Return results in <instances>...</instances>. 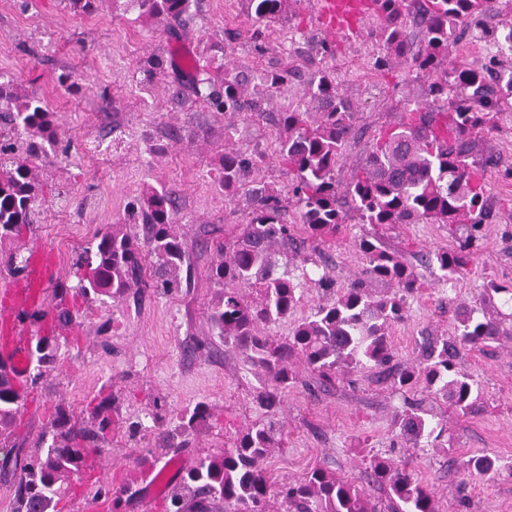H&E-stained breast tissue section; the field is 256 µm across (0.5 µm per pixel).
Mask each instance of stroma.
Here are the masks:
<instances>
[{"instance_id": "1", "label": "stroma", "mask_w": 512, "mask_h": 512, "mask_svg": "<svg viewBox=\"0 0 512 512\" xmlns=\"http://www.w3.org/2000/svg\"><path fill=\"white\" fill-rule=\"evenodd\" d=\"M382 24L370 13L358 31H328L316 0H288L280 19L262 28L245 0H198L192 15L173 29L125 11L120 0H98L90 15L74 13L68 0H0V73L12 78L19 93L44 102L56 132L55 144L30 160L39 201L18 244L27 257L37 247L55 253L58 273L46 303L70 308L77 320L58 335L55 367L32 386L7 446L29 458L50 432L57 406L79 423L90 400L112 399L111 428L74 475L77 496L62 499L58 512H86L103 484L127 487L125 512H135L141 467H161L176 457L192 467L204 453L230 447L259 420L253 393L263 378L216 336L209 320L216 289L208 270L250 222L253 189L274 191L285 220L298 223L294 173L277 154L275 119L290 109L309 111L307 82L314 72L334 73L357 114L355 133L336 166L341 189L377 138L408 120L410 104L447 109V100H431L416 68L382 65ZM508 26L512 0H499L496 11L469 26L451 62L483 65L495 74L512 67V52L496 40ZM152 55L171 62V69L147 75L143 65ZM187 56L209 70L247 76L246 98L258 102V110L217 112L176 94L175 69ZM283 68L293 71V79L268 91L262 74ZM63 73L69 76L64 84L58 81ZM228 127L236 130L229 143ZM484 141L498 159L485 187L494 219L464 276L446 282L419 261L422 253L456 246L448 225L398 224L378 232L382 247L413 265L420 283L407 300L406 319L390 332L400 366L419 364L426 342L452 336L456 308L474 305L489 283H512V102ZM228 145L257 161L231 194L220 186L219 158ZM151 187L164 188L173 199L190 280L172 295L145 283L115 300L72 293L75 263L95 233L126 223L127 203ZM343 210L345 222L336 235L281 250L280 265L318 264L340 289L364 279L367 262L356 240L371 227L361 223L351 202ZM486 313L500 322L499 336L464 351L460 360L461 371L480 387L479 412L461 416L441 397L425 398L426 408L447 426L450 442L442 448L419 450L402 442L395 419L403 399L377 371L342 373L322 385L294 362L299 381L276 415L281 442L266 460L274 480L295 481L321 467L362 485L376 455L406 466L428 485L439 512H457L463 498L469 501L466 512H512V307L498 295ZM202 401L210 406L209 430L190 447L147 454L157 434L153 413L173 423ZM134 422L139 432L130 431ZM476 454L494 459L497 473L464 474L463 462Z\"/></svg>"}]
</instances>
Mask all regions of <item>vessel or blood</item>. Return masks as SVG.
I'll list each match as a JSON object with an SVG mask.
<instances>
[{"instance_id":"vessel-or-blood-1","label":"vessel or blood","mask_w":512,"mask_h":512,"mask_svg":"<svg viewBox=\"0 0 512 512\" xmlns=\"http://www.w3.org/2000/svg\"><path fill=\"white\" fill-rule=\"evenodd\" d=\"M367 7L366 0H319V16L330 29L352 25ZM57 271L51 252L37 251L24 277L0 290V371L7 373L20 396L28 394L30 352L22 313L45 304V290Z\"/></svg>"}]
</instances>
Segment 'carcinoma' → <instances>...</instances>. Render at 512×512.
Returning a JSON list of instances; mask_svg holds the SVG:
<instances>
[{"label": "carcinoma", "mask_w": 512, "mask_h": 512, "mask_svg": "<svg viewBox=\"0 0 512 512\" xmlns=\"http://www.w3.org/2000/svg\"><path fill=\"white\" fill-rule=\"evenodd\" d=\"M125 10L159 20L170 27L181 24L196 0H123ZM287 0H247L248 11L264 24L277 20ZM383 18L382 63L395 59L415 66L427 78L429 93L450 97L454 103L437 112L421 103L409 109L410 120L376 140L360 174L351 182L349 197L364 224L388 228L395 224H454L461 230L458 245L425 254L441 278L463 275L481 248L487 215L484 179L495 166L491 153L481 149L478 133L494 126L496 114L512 96V71L498 75V94H491L486 69L471 64H452L449 49L458 41V30L468 21L492 10V0H373ZM423 24L419 44L408 41L407 20ZM292 71L264 75V83L277 91L288 84ZM188 91L217 112H236L244 99V87L235 76L218 80L196 69ZM313 112H281L278 118L279 155L294 172L292 189L301 218L300 230L319 241L336 233L343 223L336 189V164L353 134L356 112L339 93L335 77L317 72L308 83ZM0 125L20 126L29 136L25 157L15 144L0 141V247L19 239L38 198V183L29 157L55 142L50 112L41 99L15 92L13 81L0 76ZM257 164L233 149L220 159L224 192L240 187L241 174ZM255 211L232 248L211 264L209 278L219 287L210 307V322L224 345L264 376L256 395L258 405L273 416L288 389L296 383L295 358L307 369L331 382L341 372L375 369L387 375L390 385L404 399L397 417L400 436L414 448H437L446 433L442 423L416 399L427 391L445 399L466 416L478 407L480 390L459 370L462 351L483 346L499 335V323L463 309L455 318L451 340L431 344L423 362L396 366L389 338L392 325L404 321L407 297L418 288L415 270L375 244L377 236L364 235L357 246L367 261V281H357L336 291L323 271L311 277L306 270L295 275L279 270L274 246L293 240L295 225L281 219L278 198L260 194ZM145 224L143 244L153 256L152 278L164 293L181 287L180 273L186 255L174 230L175 212L164 189L150 188L131 206ZM139 237L125 224L95 234L79 262L76 288L83 297L117 299L142 280L143 252ZM387 281L397 290L373 295L372 281ZM314 285L324 294L310 315L297 318L302 289ZM254 290L247 297L240 286ZM291 320L288 336L273 340L261 327ZM35 383L54 367L56 346L40 337L35 345ZM111 398L88 406L89 417L105 430ZM22 408V400L0 372V435L9 430ZM210 408L205 402L183 412L178 423L161 427L154 447L183 448L189 439L209 426ZM94 433L71 423L69 412L56 409L48 445L20 466L14 490V512H57L59 500L72 492L71 476L78 473L90 452ZM277 445L273 421L261 422L240 433L231 447L207 453L188 469L170 497L171 512H205L207 504L222 503L224 512H269L272 476L264 462ZM471 475L497 472L486 455L469 458ZM370 483L384 492L390 512H438L433 491L406 468L389 458L370 461ZM276 497L282 512H380L379 501L358 484L314 467L293 482L279 484Z\"/></svg>", "instance_id": "carcinoma-1"}]
</instances>
